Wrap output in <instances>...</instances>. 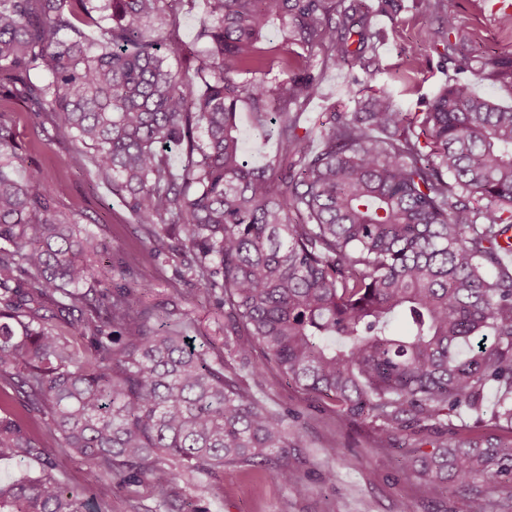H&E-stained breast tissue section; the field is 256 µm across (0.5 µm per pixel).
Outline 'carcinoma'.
Instances as JSON below:
<instances>
[{"label": "carcinoma", "instance_id": "obj_1", "mask_svg": "<svg viewBox=\"0 0 512 512\" xmlns=\"http://www.w3.org/2000/svg\"><path fill=\"white\" fill-rule=\"evenodd\" d=\"M206 2L181 72L169 0H0V93L80 144L71 161L112 184L156 255L203 282L229 355L172 330L178 308L112 287L149 274L89 263L108 244L56 210L39 171L14 176L0 122V378L29 412L0 410V459L43 465L0 482V512H112L115 493L143 482L168 512L178 480L270 462L305 491L291 462L300 433L244 383L270 369L374 423L379 448L451 410L481 412L494 384V419L512 425V107L474 90L484 69L465 57L471 77L424 111L380 91L332 113L314 147L302 109L322 77L315 49L349 71L379 64L384 35L363 0ZM433 8L445 46L456 17L447 0ZM273 22L302 52L267 46ZM242 107L278 141L269 169L245 156ZM171 145L185 151L179 173ZM34 412L52 444L35 437ZM69 456L112 480L90 497L67 486L56 472ZM504 472L512 445L448 436L413 449L404 475L436 496ZM177 512L208 510L191 488Z\"/></svg>", "mask_w": 512, "mask_h": 512}]
</instances>
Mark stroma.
<instances>
[{"label":"stroma","instance_id":"35a3bbf8","mask_svg":"<svg viewBox=\"0 0 512 512\" xmlns=\"http://www.w3.org/2000/svg\"><path fill=\"white\" fill-rule=\"evenodd\" d=\"M376 14L373 23L385 34L379 49L380 71L376 85L390 89L402 111H422L425 102L457 75L462 57L480 68V51L512 60V33L501 29L492 6L495 0H448L456 16V30L448 47L433 45L438 23L427 0H394L388 11H379V0H367ZM353 75L325 67L321 93L305 107L306 118L323 119L328 112H349L346 97ZM0 121L15 133L13 166L16 175L35 169L55 187V205L75 215L83 232L110 245L136 270L151 271L145 299L176 302L189 320L186 335L195 344L221 346L224 314L210 301L199 282L180 276L174 262L155 256L144 234L130 224L129 215L110 184L96 180L71 163L74 145L51 137L50 127H39L17 100L0 97ZM258 394L274 409L290 411L288 426L300 430L302 446L295 467L306 486L297 494L282 483L275 466L268 465L228 482L220 475L202 477L210 512H467L470 491H479L490 512H512V476L475 479L470 489L449 487L435 499L422 498L418 479H405V452L376 447L370 423L339 419L333 404L302 390L277 372H269ZM492 423L491 412L476 416L456 410L419 432L415 444L430 448L441 435L456 433L477 437ZM334 488H327L326 479Z\"/></svg>","mask_w":512,"mask_h":512}]
</instances>
